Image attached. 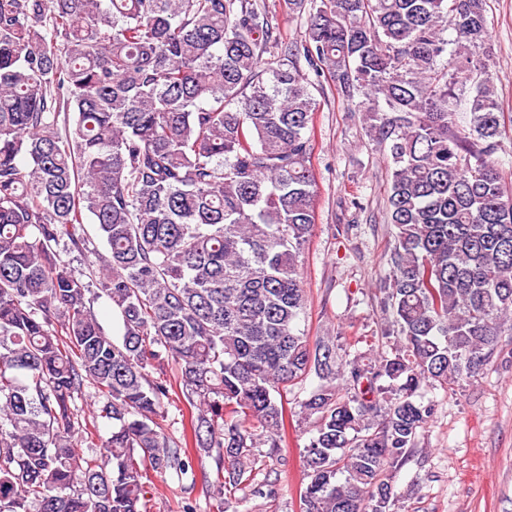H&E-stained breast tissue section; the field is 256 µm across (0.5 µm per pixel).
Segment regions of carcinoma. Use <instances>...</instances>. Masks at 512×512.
<instances>
[{"label": "carcinoma", "mask_w": 512, "mask_h": 512, "mask_svg": "<svg viewBox=\"0 0 512 512\" xmlns=\"http://www.w3.org/2000/svg\"><path fill=\"white\" fill-rule=\"evenodd\" d=\"M307 1L304 34L263 67L277 38L257 0H0V512H152L151 474L196 481L192 447L217 463L206 492L246 488L311 375L303 512H390L432 415L422 388L461 385L512 337L486 0H284L288 17ZM302 60L364 114L389 172L396 336L374 359L299 326L317 196ZM89 219L106 253L79 272L61 253H91ZM169 363L198 410L180 440L160 423ZM88 387L104 456L79 445ZM93 310L104 331L114 339H119L122 335V321L112 304L103 297L94 302Z\"/></svg>", "instance_id": "obj_1"}]
</instances>
